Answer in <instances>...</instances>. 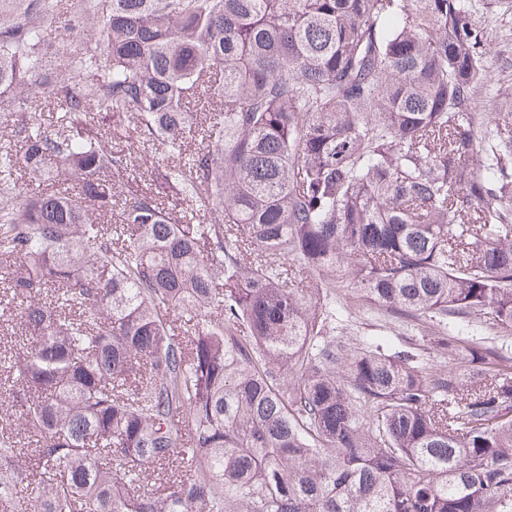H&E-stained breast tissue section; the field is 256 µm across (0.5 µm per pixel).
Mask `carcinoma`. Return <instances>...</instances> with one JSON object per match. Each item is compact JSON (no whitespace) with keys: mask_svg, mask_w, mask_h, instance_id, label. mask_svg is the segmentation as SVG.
<instances>
[{"mask_svg":"<svg viewBox=\"0 0 512 512\" xmlns=\"http://www.w3.org/2000/svg\"><path fill=\"white\" fill-rule=\"evenodd\" d=\"M41 8L0 0V122L30 83L62 109L14 129L21 153L0 139L22 425L0 512H512V95L472 112L488 3L87 2L102 54L57 42L84 81L47 69ZM338 288L422 348L336 342Z\"/></svg>","mask_w":512,"mask_h":512,"instance_id":"obj_1","label":"carcinoma"}]
</instances>
